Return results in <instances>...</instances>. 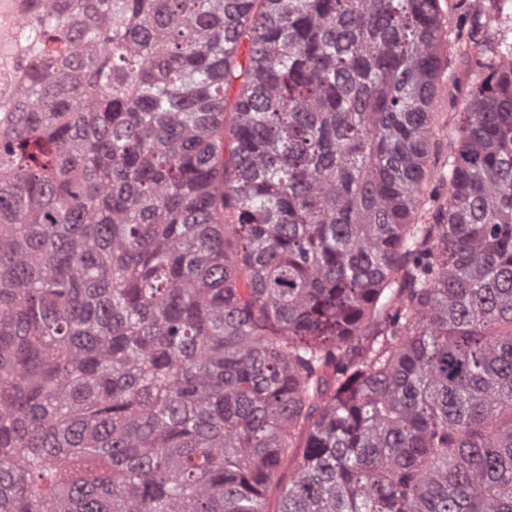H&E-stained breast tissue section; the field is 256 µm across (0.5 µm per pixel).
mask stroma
<instances>
[{
	"mask_svg": "<svg viewBox=\"0 0 512 512\" xmlns=\"http://www.w3.org/2000/svg\"><path fill=\"white\" fill-rule=\"evenodd\" d=\"M443 29L439 72V99L429 139L431 178L423 199L424 209L442 205L448 186L437 174L448 158L460 114L470 91L491 62L494 43L512 39V22L493 0H440Z\"/></svg>",
	"mask_w": 512,
	"mask_h": 512,
	"instance_id": "obj_1",
	"label": "stroma"
}]
</instances>
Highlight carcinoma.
Segmentation results:
<instances>
[{
    "label": "carcinoma",
    "mask_w": 512,
    "mask_h": 512,
    "mask_svg": "<svg viewBox=\"0 0 512 512\" xmlns=\"http://www.w3.org/2000/svg\"><path fill=\"white\" fill-rule=\"evenodd\" d=\"M31 12L0 512H512V44L419 224L440 0Z\"/></svg>",
    "instance_id": "cac0c4a2"
}]
</instances>
